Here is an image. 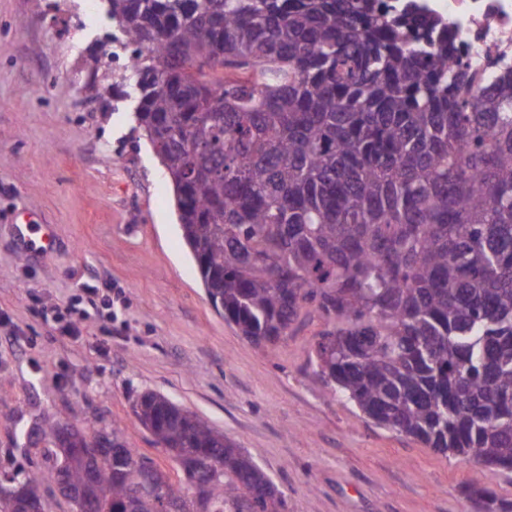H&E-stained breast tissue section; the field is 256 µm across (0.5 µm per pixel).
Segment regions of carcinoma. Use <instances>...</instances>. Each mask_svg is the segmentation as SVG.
<instances>
[{
    "label": "carcinoma",
    "instance_id": "cac0c4a2",
    "mask_svg": "<svg viewBox=\"0 0 512 512\" xmlns=\"http://www.w3.org/2000/svg\"><path fill=\"white\" fill-rule=\"evenodd\" d=\"M137 54L134 113L172 181L182 239L224 320L263 350L302 311L319 376L376 425L512 471V70L473 78L448 22L415 0H108ZM204 512H287L264 471L207 420L147 392L133 405ZM12 479H95L96 512L150 505L154 462L112 456ZM482 512H512L481 483Z\"/></svg>",
    "mask_w": 512,
    "mask_h": 512
}]
</instances>
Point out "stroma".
I'll use <instances>...</instances> for the list:
<instances>
[{
    "instance_id": "35a3bbf8",
    "label": "stroma",
    "mask_w": 512,
    "mask_h": 512,
    "mask_svg": "<svg viewBox=\"0 0 512 512\" xmlns=\"http://www.w3.org/2000/svg\"><path fill=\"white\" fill-rule=\"evenodd\" d=\"M106 9L0 0V486L46 469L29 441L46 417L119 428L171 467L132 411L155 392L242 448L288 512H481L463 491L471 460L378 427L332 393L314 363L321 321L300 316L262 351L214 309L172 185L104 58ZM27 214L55 233L30 258L14 231ZM82 284L110 295L115 314L72 338L44 312Z\"/></svg>"
}]
</instances>
